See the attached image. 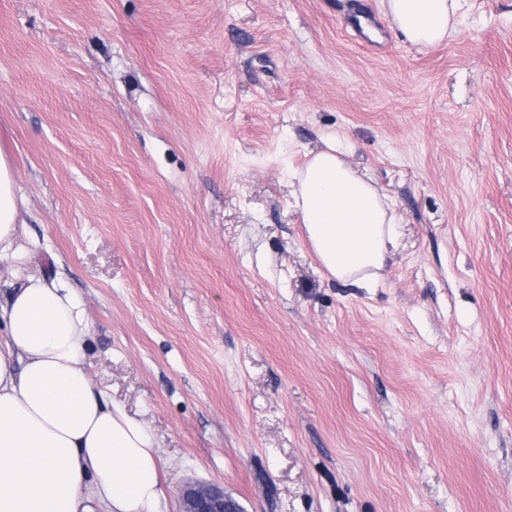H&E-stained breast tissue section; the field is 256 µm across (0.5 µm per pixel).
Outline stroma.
Returning <instances> with one entry per match:
<instances>
[{
  "label": "stroma",
  "mask_w": 512,
  "mask_h": 512,
  "mask_svg": "<svg viewBox=\"0 0 512 512\" xmlns=\"http://www.w3.org/2000/svg\"><path fill=\"white\" fill-rule=\"evenodd\" d=\"M23 243L83 299L166 512H512V0L411 42L381 0H0ZM390 204L331 276L291 173L329 140ZM182 512H241L237 502L224 495V489L212 483L188 481L180 491Z\"/></svg>",
  "instance_id": "35a3bbf8"
}]
</instances>
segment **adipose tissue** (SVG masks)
Here are the masks:
<instances>
[{
	"mask_svg": "<svg viewBox=\"0 0 512 512\" xmlns=\"http://www.w3.org/2000/svg\"><path fill=\"white\" fill-rule=\"evenodd\" d=\"M458 0H386L415 43L452 33ZM294 202L324 268L374 287L394 218L328 142L295 172ZM15 168L0 140V512H163L149 426L92 382L86 310L61 273L31 272Z\"/></svg>",
	"mask_w": 512,
	"mask_h": 512,
	"instance_id": "adipose-tissue-1",
	"label": "adipose tissue"
}]
</instances>
